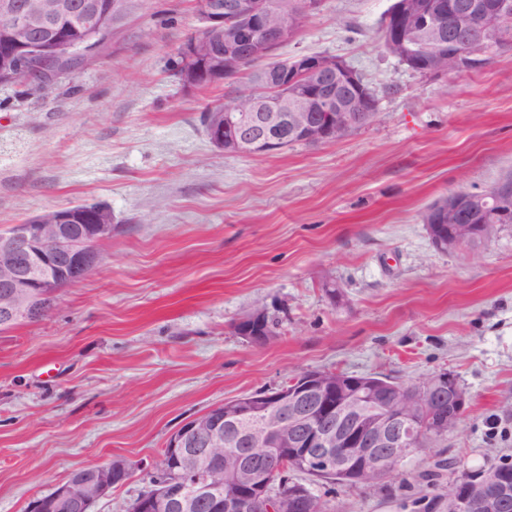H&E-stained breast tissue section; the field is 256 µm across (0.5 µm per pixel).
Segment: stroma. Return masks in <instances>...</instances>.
Here are the masks:
<instances>
[{
	"instance_id": "stroma-1",
	"label": "stroma",
	"mask_w": 512,
	"mask_h": 512,
	"mask_svg": "<svg viewBox=\"0 0 512 512\" xmlns=\"http://www.w3.org/2000/svg\"><path fill=\"white\" fill-rule=\"evenodd\" d=\"M392 2L319 0L281 45L342 57L378 98L374 122L317 146L217 151L200 114L224 84L173 70L193 0H137L51 92L0 86V228L86 202L114 224L96 270L0 332V512L117 458L131 475L94 512H126L186 421L305 369L448 372L469 398L411 475L337 488L336 512H445L456 472L512 463V226L471 256L435 249L421 221L512 173V45L478 71H411L380 37ZM258 304L278 330L266 345L234 329Z\"/></svg>"
}]
</instances>
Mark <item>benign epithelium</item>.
<instances>
[{
    "label": "benign epithelium",
    "instance_id": "1",
    "mask_svg": "<svg viewBox=\"0 0 512 512\" xmlns=\"http://www.w3.org/2000/svg\"><path fill=\"white\" fill-rule=\"evenodd\" d=\"M202 22L180 48V82L198 88L219 80L232 84L244 74L261 88L245 103L238 95L209 114L207 133L224 155H271L298 140L315 146L341 140L370 124L378 100L342 58L302 54L285 65H259L271 48L293 32L296 17L312 12L313 0H194ZM127 2L103 10L98 0H0V27L9 31L16 51L3 60L40 89L54 85L85 43L53 61L44 52L63 38L56 21L71 17L75 27L103 41L126 18ZM409 0H393L386 15L389 40L401 37ZM512 26V0H462L434 13L421 9L413 41L419 49L401 58L416 72L433 73L435 60L462 69L500 49V34ZM425 224L432 245L454 253L478 251L512 225V175L490 194L457 190L444 196ZM450 219L448 239L437 224ZM112 237L101 214L72 206L53 210L48 224L22 221L0 230V325L47 315L61 278L76 283L97 269L94 244ZM236 332L252 342L266 340L267 311L259 306L239 318ZM448 395L454 428L466 412L468 396L454 375L432 376L412 389L390 381L377 385L365 377L340 381L323 370H303L286 385L259 390L218 404L183 424L169 439L155 480L130 503L131 512H191L207 500L213 512H316L308 485H295L277 498L268 493V475L286 456L316 474L351 467L353 453L384 472L390 460H403L423 442V414ZM128 464L116 459L73 471L29 512H92L120 484ZM512 504V483L472 481L448 496V512H503Z\"/></svg>",
    "mask_w": 512,
    "mask_h": 512
}]
</instances>
